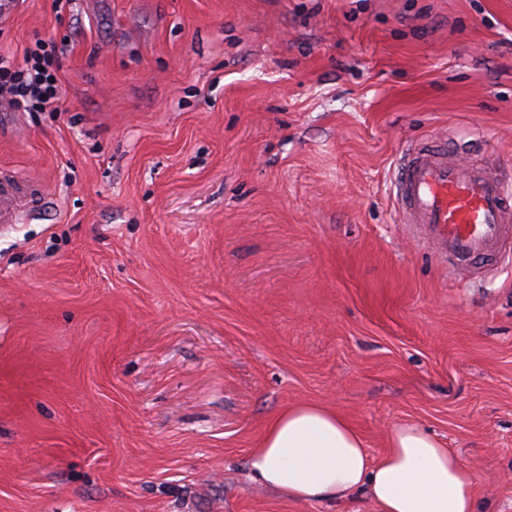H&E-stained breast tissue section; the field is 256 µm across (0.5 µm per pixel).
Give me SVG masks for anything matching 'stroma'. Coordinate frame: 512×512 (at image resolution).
<instances>
[{"instance_id": "stroma-1", "label": "stroma", "mask_w": 512, "mask_h": 512, "mask_svg": "<svg viewBox=\"0 0 512 512\" xmlns=\"http://www.w3.org/2000/svg\"><path fill=\"white\" fill-rule=\"evenodd\" d=\"M60 113L0 98V512H372L252 487L297 402L371 456L410 420L512 512V262L449 274L402 224L403 148L512 166V0H19ZM42 196L39 183L25 178L6 176L0 172V223L13 224L23 208Z\"/></svg>"}]
</instances>
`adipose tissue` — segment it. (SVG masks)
<instances>
[{"mask_svg":"<svg viewBox=\"0 0 512 512\" xmlns=\"http://www.w3.org/2000/svg\"><path fill=\"white\" fill-rule=\"evenodd\" d=\"M247 479L289 501L343 503L362 494L374 512H478L475 474L423 426H393L374 458L351 422L320 403L270 419L249 454Z\"/></svg>","mask_w":512,"mask_h":512,"instance_id":"1","label":"adipose tissue"}]
</instances>
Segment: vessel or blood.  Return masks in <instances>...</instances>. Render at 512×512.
<instances>
[{
    "mask_svg": "<svg viewBox=\"0 0 512 512\" xmlns=\"http://www.w3.org/2000/svg\"><path fill=\"white\" fill-rule=\"evenodd\" d=\"M395 186L403 223L418 225L453 272L512 251V193L497 174L459 158L447 139L410 144ZM41 196L39 183L0 172V223H15Z\"/></svg>",
    "mask_w": 512,
    "mask_h": 512,
    "instance_id": "1",
    "label": "vessel or blood"
}]
</instances>
